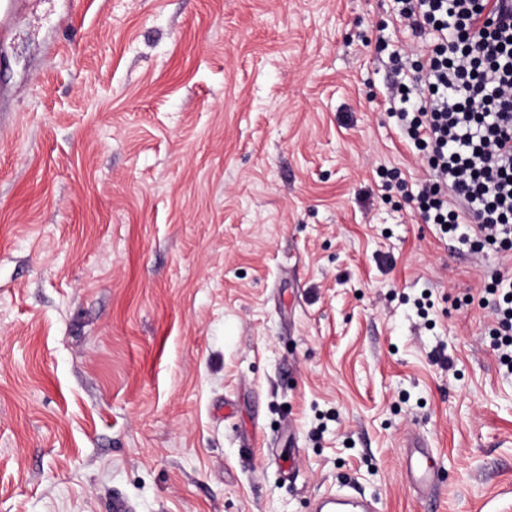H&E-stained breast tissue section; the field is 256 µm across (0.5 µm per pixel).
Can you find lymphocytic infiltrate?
<instances>
[{
  "mask_svg": "<svg viewBox=\"0 0 512 512\" xmlns=\"http://www.w3.org/2000/svg\"><path fill=\"white\" fill-rule=\"evenodd\" d=\"M400 22L430 30L397 71L420 98L396 92L391 112L430 169L423 223L463 242L512 249V0H397ZM493 347L512 371V278L484 288Z\"/></svg>",
  "mask_w": 512,
  "mask_h": 512,
  "instance_id": "f902f5d3",
  "label": "lymphocytic infiltrate"
}]
</instances>
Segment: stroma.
<instances>
[{
	"label": "stroma",
	"mask_w": 512,
	"mask_h": 512,
	"mask_svg": "<svg viewBox=\"0 0 512 512\" xmlns=\"http://www.w3.org/2000/svg\"><path fill=\"white\" fill-rule=\"evenodd\" d=\"M396 0H30L0 40V512H512V250L423 223ZM453 361L445 369L436 351ZM487 277L489 281L483 289L486 297L483 296L481 301L491 304L495 316V325L490 336L501 365L512 371V278H506L499 271H493ZM407 458L406 470L411 486L421 492L431 488L440 471L439 464L423 450ZM373 509L371 503L351 501L339 495L323 497L316 506L319 512H373Z\"/></svg>",
	"instance_id": "35a3bbf8"
}]
</instances>
